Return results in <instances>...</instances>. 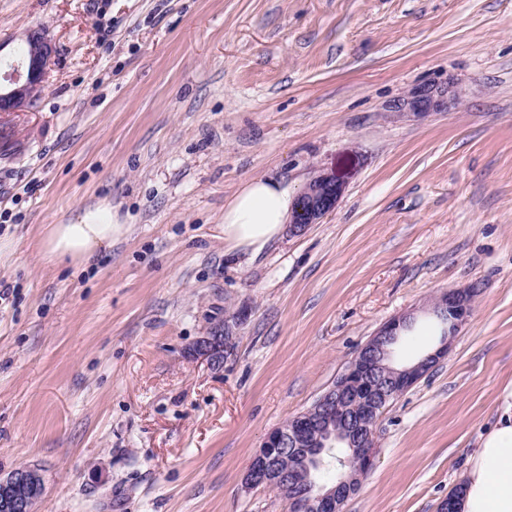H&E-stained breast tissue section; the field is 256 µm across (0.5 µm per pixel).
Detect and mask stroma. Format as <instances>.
Returning <instances> with one entry per match:
<instances>
[{"instance_id":"obj_1","label":"stroma","mask_w":512,"mask_h":512,"mask_svg":"<svg viewBox=\"0 0 512 512\" xmlns=\"http://www.w3.org/2000/svg\"><path fill=\"white\" fill-rule=\"evenodd\" d=\"M44 30L45 87L0 159V474L43 470L38 512H287L241 488L387 320L475 288L448 353L384 411L345 512H437L512 383V0H0V63ZM440 99L399 112L416 88ZM334 210L225 254L252 178ZM109 210L128 232L53 265L47 224ZM238 325L221 365L192 358ZM327 174H317L299 194L298 213L294 216L290 225L293 235L303 234L311 224L319 223V220L333 210L343 192V185L337 179L331 180ZM305 207L307 219L301 224L297 214L304 213Z\"/></svg>"}]
</instances>
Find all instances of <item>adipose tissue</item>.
I'll return each instance as SVG.
<instances>
[{
  "instance_id": "obj_1",
  "label": "adipose tissue",
  "mask_w": 512,
  "mask_h": 512,
  "mask_svg": "<svg viewBox=\"0 0 512 512\" xmlns=\"http://www.w3.org/2000/svg\"><path fill=\"white\" fill-rule=\"evenodd\" d=\"M287 185L256 178L242 185L224 207V238L232 249L261 253L278 240L296 209ZM126 225L89 213L76 224H48L39 247L54 265H81L123 236ZM502 413L483 433L460 475L459 512H512V391L502 394Z\"/></svg>"
}]
</instances>
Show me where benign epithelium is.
<instances>
[{
    "label": "benign epithelium",
    "mask_w": 512,
    "mask_h": 512,
    "mask_svg": "<svg viewBox=\"0 0 512 512\" xmlns=\"http://www.w3.org/2000/svg\"><path fill=\"white\" fill-rule=\"evenodd\" d=\"M25 45L30 47L29 53L0 74V114L31 108L35 92L44 87L54 53L52 43L43 32L34 31L26 37ZM433 104L432 92L420 89L398 100L395 108L425 112ZM342 192V183L331 176L320 173L313 176L299 194L298 212H306L307 219L302 222L293 218L290 232L301 235L310 225L319 223L335 208ZM474 292L473 288L450 290L437 296L428 307V313L445 324L440 345L410 366L388 367L386 374L378 378L374 366L380 359L391 360L393 345L412 316H400L383 324L347 362L339 378L321 395L315 407L295 415L288 428L278 426L265 436L246 467L244 489L280 490L288 483H295V474L283 472L275 465L282 452L290 450L306 456L311 450L316 461L326 449L335 447L336 442L343 439L356 449L351 462L355 475L343 478L329 488L311 485L306 492L287 500L288 512H343L344 504L372 468L376 455L378 420L365 423L362 414L379 402L410 389L447 355L451 339L471 313ZM234 327L235 323L226 320L210 329L193 346V356L209 365L219 362L233 338ZM44 491L45 479L39 468L23 465L0 475V512H34Z\"/></svg>",
    "instance_id": "benign-epithelium-1"
}]
</instances>
